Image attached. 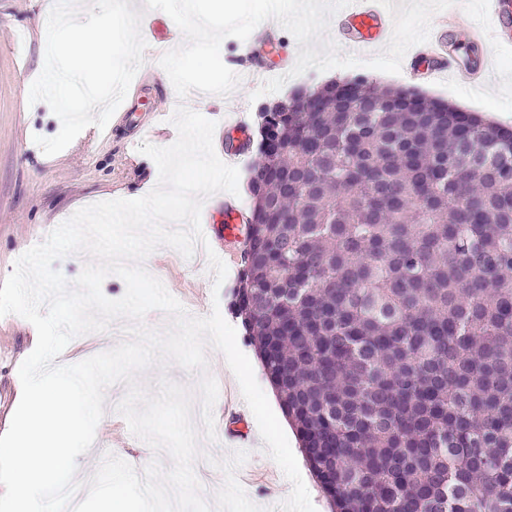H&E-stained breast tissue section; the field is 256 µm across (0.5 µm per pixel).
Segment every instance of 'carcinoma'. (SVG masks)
<instances>
[{
	"instance_id": "carcinoma-1",
	"label": "carcinoma",
	"mask_w": 512,
	"mask_h": 512,
	"mask_svg": "<svg viewBox=\"0 0 512 512\" xmlns=\"http://www.w3.org/2000/svg\"><path fill=\"white\" fill-rule=\"evenodd\" d=\"M358 91L295 102L235 314L333 512H512L508 131Z\"/></svg>"
}]
</instances>
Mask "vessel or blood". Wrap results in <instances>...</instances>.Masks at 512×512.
Wrapping results in <instances>:
<instances>
[{"label": "vessel or blood", "instance_id": "b4317fda", "mask_svg": "<svg viewBox=\"0 0 512 512\" xmlns=\"http://www.w3.org/2000/svg\"><path fill=\"white\" fill-rule=\"evenodd\" d=\"M490 19L497 39L512 46V0H490ZM456 20L433 29L427 42L415 45L404 58L411 74L419 77L448 75L470 84L481 83L492 64L491 55L469 64L460 63L455 57L449 33L456 27ZM393 32L390 13L377 0H354L352 6L336 15V40L355 50L390 41ZM248 129L244 122L225 117L217 142L226 161L232 162L248 153ZM225 226H217L213 209L204 212L206 240L219 246L225 257L237 258L249 231L246 215L233 197H225L222 205Z\"/></svg>", "mask_w": 512, "mask_h": 512}]
</instances>
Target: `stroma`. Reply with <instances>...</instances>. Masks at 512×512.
<instances>
[{
	"label": "stroma",
	"mask_w": 512,
	"mask_h": 512,
	"mask_svg": "<svg viewBox=\"0 0 512 512\" xmlns=\"http://www.w3.org/2000/svg\"><path fill=\"white\" fill-rule=\"evenodd\" d=\"M135 10L143 14L141 34L147 43L143 66L153 72L144 85H130L133 100L128 113H114L105 129L80 133L60 153L48 156L35 144V136L52 137L60 128V120L42 102L29 104L28 88L37 78L45 60L42 21L48 16L51 0H0V282L14 269L16 259L82 207L115 199L145 196L142 183L157 177L154 161L140 153L143 143L158 147L173 144L177 130L171 123L172 106L166 98L174 87L162 67L153 63V52L161 38L173 36L174 46H181L183 35L177 34L174 21L163 11L145 10L143 0H131ZM221 58L233 66L240 82L230 95L231 101L246 116L249 125H256V114L262 103L286 98L301 88H317L334 80L365 75L391 86L415 85L422 94L447 101L459 110L479 118H489L496 125L512 129V114L500 113L465 100L437 81L411 82L407 73L388 74L370 68L332 69L306 73L288 79L275 94L254 100L252 94L264 78L248 73L235 59L242 51V41L229 37L223 40ZM148 260L165 287L184 307L188 315L208 316L212 307H219L223 318L236 327L237 344L249 358L254 376L269 393L270 382L261 362L241 330V322L232 312L235 300L236 268H229L221 288H214V275L207 262L184 258L175 249L162 246ZM34 326L23 318L0 317V431L14 412L20 384L18 369L31 347ZM205 372L188 371L176 364L165 368L152 367L138 376L148 389H155L160 378L187 388L191 401H199L198 385L203 375L212 376L218 387L229 388L235 405L247 410L238 381L224 356L214 347H206ZM121 394L106 391L105 414L99 422L91 448L77 458V471L82 480H89L105 454L111 453L138 465L140 461L159 460L170 468L169 456H155L153 449L131 434L125 419L117 412ZM251 440L247 447L224 439V456L246 449L248 458L236 470L249 499L264 512H277L289 495L281 468L266 450L255 417H248Z\"/></svg>",
	"instance_id": "stroma-1"
}]
</instances>
